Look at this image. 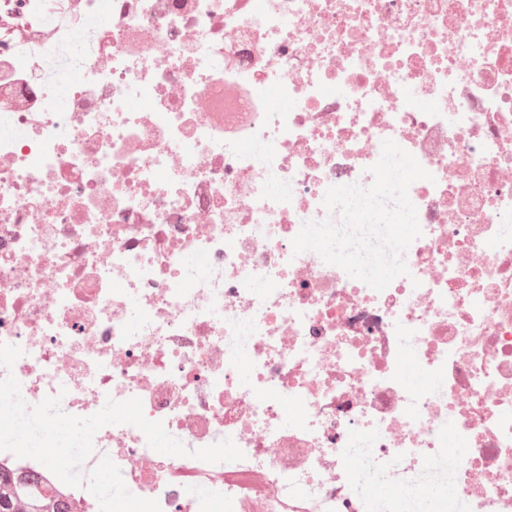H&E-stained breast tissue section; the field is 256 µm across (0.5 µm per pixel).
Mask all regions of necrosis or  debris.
I'll list each match as a JSON object with an SVG mask.
<instances>
[{"mask_svg": "<svg viewBox=\"0 0 512 512\" xmlns=\"http://www.w3.org/2000/svg\"><path fill=\"white\" fill-rule=\"evenodd\" d=\"M283 101L271 109L270 99ZM0 342L161 512H512V0H0ZM430 177L383 291L304 222L383 140ZM261 146L258 154L247 145ZM297 414L283 420V406ZM0 470L97 499L31 458Z\"/></svg>", "mask_w": 512, "mask_h": 512, "instance_id": "4bbe7bcc", "label": "necrosis or debris"}]
</instances>
